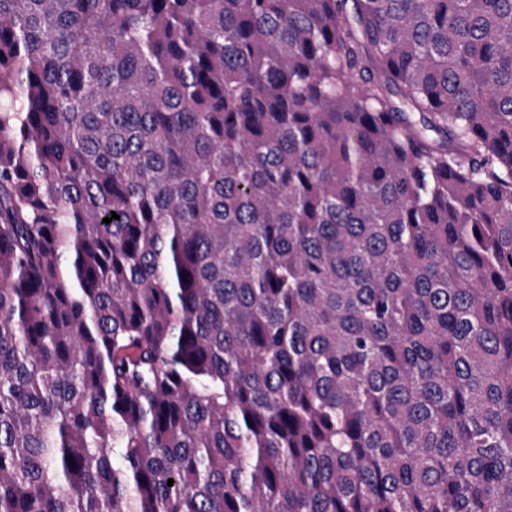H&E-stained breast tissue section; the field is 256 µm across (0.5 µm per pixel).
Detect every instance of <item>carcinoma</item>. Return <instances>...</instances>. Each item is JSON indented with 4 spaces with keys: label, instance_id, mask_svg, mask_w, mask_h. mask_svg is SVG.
Masks as SVG:
<instances>
[{
    "label": "carcinoma",
    "instance_id": "carcinoma-1",
    "mask_svg": "<svg viewBox=\"0 0 512 512\" xmlns=\"http://www.w3.org/2000/svg\"><path fill=\"white\" fill-rule=\"evenodd\" d=\"M0 512H512V0H0Z\"/></svg>",
    "mask_w": 512,
    "mask_h": 512
}]
</instances>
